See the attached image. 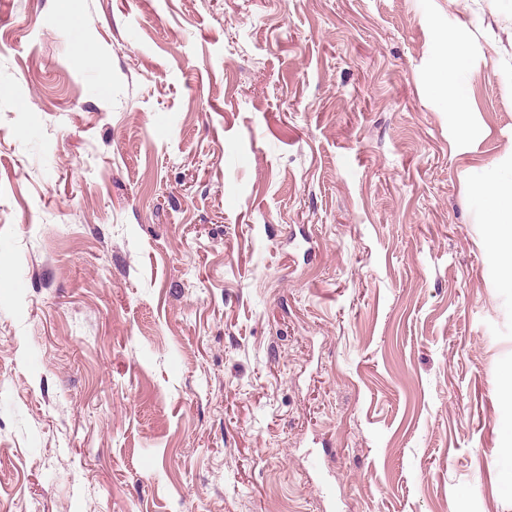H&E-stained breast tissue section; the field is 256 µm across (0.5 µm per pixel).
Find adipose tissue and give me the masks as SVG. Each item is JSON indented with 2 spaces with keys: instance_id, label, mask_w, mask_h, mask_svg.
<instances>
[{
  "instance_id": "1",
  "label": "adipose tissue",
  "mask_w": 512,
  "mask_h": 512,
  "mask_svg": "<svg viewBox=\"0 0 512 512\" xmlns=\"http://www.w3.org/2000/svg\"><path fill=\"white\" fill-rule=\"evenodd\" d=\"M437 42L441 53L451 62L447 76L441 83L448 107L457 112L460 118H468L466 78L471 71L469 59L462 51L455 31H439ZM474 190L489 203V222L496 245L497 264L506 281L512 284V181L504 184L478 183Z\"/></svg>"
}]
</instances>
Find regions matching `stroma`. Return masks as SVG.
Here are the masks:
<instances>
[{
  "instance_id": "1",
  "label": "stroma",
  "mask_w": 512,
  "mask_h": 512,
  "mask_svg": "<svg viewBox=\"0 0 512 512\" xmlns=\"http://www.w3.org/2000/svg\"><path fill=\"white\" fill-rule=\"evenodd\" d=\"M506 4L0 0V512H512ZM437 42L441 53L451 62L441 88L446 93L448 108L457 112L465 125L469 116L466 78L472 71L468 56L462 51L456 32L451 29L439 31ZM474 191L484 196L490 207L492 236L495 241L496 262L506 281L512 284V177L504 184L477 183Z\"/></svg>"
}]
</instances>
